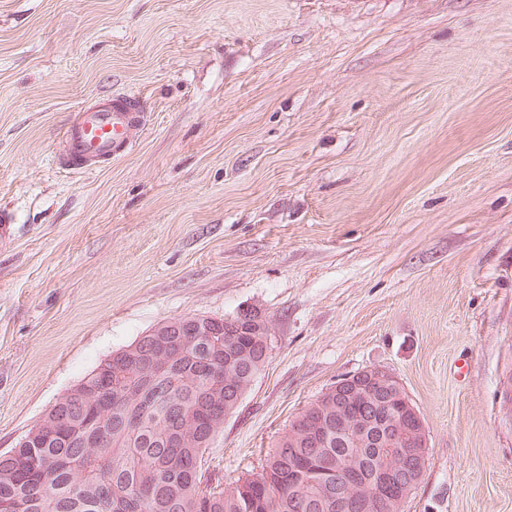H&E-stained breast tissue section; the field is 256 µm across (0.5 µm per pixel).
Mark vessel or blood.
I'll use <instances>...</instances> for the list:
<instances>
[{
	"label": "vessel or blood",
	"instance_id": "b4317fda",
	"mask_svg": "<svg viewBox=\"0 0 512 512\" xmlns=\"http://www.w3.org/2000/svg\"><path fill=\"white\" fill-rule=\"evenodd\" d=\"M143 127V106L130 95L81 108L64 133L62 163L85 170L90 161L118 158L134 146Z\"/></svg>",
	"mask_w": 512,
	"mask_h": 512
}]
</instances>
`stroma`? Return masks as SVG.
I'll return each instance as SVG.
<instances>
[{
  "label": "stroma",
  "mask_w": 512,
  "mask_h": 512,
  "mask_svg": "<svg viewBox=\"0 0 512 512\" xmlns=\"http://www.w3.org/2000/svg\"><path fill=\"white\" fill-rule=\"evenodd\" d=\"M118 93L133 150L60 168ZM2 213L0 452L158 323L254 308L213 479L381 366L429 433L403 512H512V0H0Z\"/></svg>",
  "instance_id": "1"
}]
</instances>
